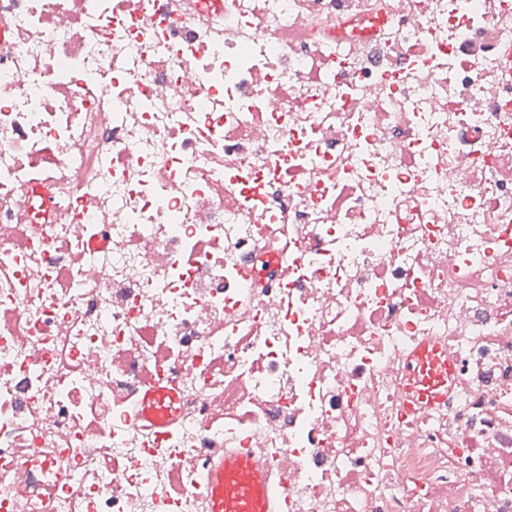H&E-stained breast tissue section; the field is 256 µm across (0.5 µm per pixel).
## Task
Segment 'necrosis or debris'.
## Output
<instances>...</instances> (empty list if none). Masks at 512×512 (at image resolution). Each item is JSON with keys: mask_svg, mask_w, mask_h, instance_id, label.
<instances>
[{"mask_svg": "<svg viewBox=\"0 0 512 512\" xmlns=\"http://www.w3.org/2000/svg\"><path fill=\"white\" fill-rule=\"evenodd\" d=\"M221 2L0 0V512H512V0ZM448 359L439 354L438 346L428 343L417 348L407 360V380L413 398L425 406L448 400ZM172 393L166 387H156L146 397L144 409L134 417V425L140 432L148 435L169 425L170 417L165 409V397L172 395ZM141 416L147 419L149 424H143ZM223 451V452H222ZM222 452L209 473L211 512H278L277 501L269 498L268 471L256 468L241 452Z\"/></svg>", "mask_w": 512, "mask_h": 512, "instance_id": "4bbe7bcc", "label": "necrosis or debris"}]
</instances>
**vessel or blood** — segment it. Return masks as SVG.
Masks as SVG:
<instances>
[{
    "instance_id": "vessel-or-blood-1",
    "label": "vessel or blood",
    "mask_w": 512,
    "mask_h": 512,
    "mask_svg": "<svg viewBox=\"0 0 512 512\" xmlns=\"http://www.w3.org/2000/svg\"><path fill=\"white\" fill-rule=\"evenodd\" d=\"M450 372L438 347L422 344L407 360V380L414 399L426 406L447 401ZM169 394L168 388L158 387L146 397L140 432L148 435L168 426L165 399ZM267 482V471L257 469L249 455L235 451L220 455L208 479L211 512H277Z\"/></svg>"
}]
</instances>
